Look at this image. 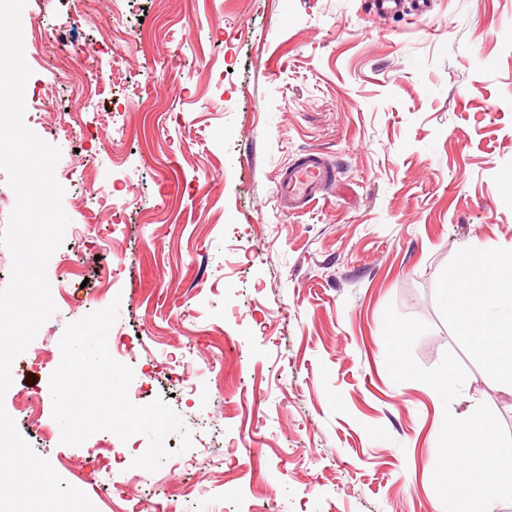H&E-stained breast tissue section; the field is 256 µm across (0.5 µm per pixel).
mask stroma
<instances>
[{"mask_svg":"<svg viewBox=\"0 0 512 512\" xmlns=\"http://www.w3.org/2000/svg\"><path fill=\"white\" fill-rule=\"evenodd\" d=\"M21 23L24 122L61 150L69 218L47 264L56 311L0 398L33 451L97 512H444V409L392 381L383 316L428 324L419 365L461 359L453 415L484 403L512 432V393L445 298L464 249L512 244V0L386 19L369 0H27ZM63 43L80 48L67 63ZM311 149L340 185L293 214L278 182ZM115 300L136 404L168 400L193 443L168 437L152 473L132 465L146 436L64 445L52 417L66 325Z\"/></svg>","mask_w":512,"mask_h":512,"instance_id":"obj_1","label":"stroma"}]
</instances>
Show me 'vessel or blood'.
Listing matches in <instances>:
<instances>
[{
    "instance_id": "b4317fda",
    "label": "vessel or blood",
    "mask_w": 512,
    "mask_h": 512,
    "mask_svg": "<svg viewBox=\"0 0 512 512\" xmlns=\"http://www.w3.org/2000/svg\"><path fill=\"white\" fill-rule=\"evenodd\" d=\"M429 4L430 0H373L372 11L381 18L406 10L420 17L428 12ZM336 182L334 168L320 153L309 152L288 166L279 181L278 193L288 211L296 213L306 210Z\"/></svg>"
}]
</instances>
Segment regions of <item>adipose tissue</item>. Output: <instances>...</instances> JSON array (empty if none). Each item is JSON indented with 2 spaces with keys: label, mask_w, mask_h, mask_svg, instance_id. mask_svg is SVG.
<instances>
[{
  "label": "adipose tissue",
  "mask_w": 512,
  "mask_h": 512,
  "mask_svg": "<svg viewBox=\"0 0 512 512\" xmlns=\"http://www.w3.org/2000/svg\"><path fill=\"white\" fill-rule=\"evenodd\" d=\"M512 271V253L499 255L471 248L463 257L460 278L464 287H450L452 302L470 308L466 330L493 375L512 378V289L501 287Z\"/></svg>",
  "instance_id": "obj_1"
}]
</instances>
